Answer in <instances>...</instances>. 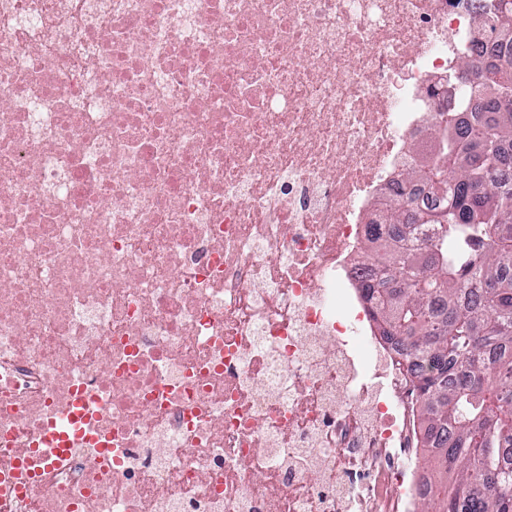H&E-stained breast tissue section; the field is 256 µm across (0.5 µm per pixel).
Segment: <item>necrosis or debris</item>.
Wrapping results in <instances>:
<instances>
[{"label":"necrosis or debris","instance_id":"necrosis-or-debris-1","mask_svg":"<svg viewBox=\"0 0 512 512\" xmlns=\"http://www.w3.org/2000/svg\"><path fill=\"white\" fill-rule=\"evenodd\" d=\"M500 0H0V512H418L360 250Z\"/></svg>","mask_w":512,"mask_h":512}]
</instances>
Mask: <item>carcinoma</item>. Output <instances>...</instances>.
Returning <instances> with one entry per match:
<instances>
[{
    "mask_svg": "<svg viewBox=\"0 0 512 512\" xmlns=\"http://www.w3.org/2000/svg\"><path fill=\"white\" fill-rule=\"evenodd\" d=\"M488 33L512 36V0ZM463 82L487 97L488 115L462 130L453 115L434 129L435 157L404 175L439 204L401 195L370 224L367 252L383 276L361 285L382 335L429 363L415 376L431 494L419 512H512V57L472 65Z\"/></svg>",
    "mask_w": 512,
    "mask_h": 512,
    "instance_id": "obj_1",
    "label": "carcinoma"
}]
</instances>
